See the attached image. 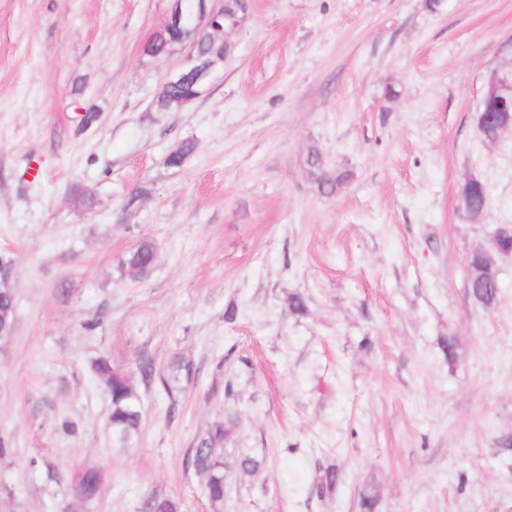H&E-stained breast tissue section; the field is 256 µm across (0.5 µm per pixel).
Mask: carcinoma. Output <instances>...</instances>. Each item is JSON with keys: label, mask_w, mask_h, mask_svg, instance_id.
I'll list each match as a JSON object with an SVG mask.
<instances>
[{"label": "carcinoma", "mask_w": 512, "mask_h": 512, "mask_svg": "<svg viewBox=\"0 0 512 512\" xmlns=\"http://www.w3.org/2000/svg\"><path fill=\"white\" fill-rule=\"evenodd\" d=\"M194 150L191 141H184L169 152L166 165L178 168L185 158ZM305 165L308 174L317 183L320 192L331 194L351 179L347 170H332L326 166L322 152L316 148H309ZM463 192L469 196L471 208L479 213L483 212L488 204V191L483 183L476 181L467 183ZM156 249L152 242L141 241L137 247L130 250L119 261L122 272L132 278L140 279L145 276L155 264ZM468 288L474 300L480 304L495 305L499 291L488 287L477 277H472ZM15 323V296L10 288H0V328L3 332H12ZM93 374L100 386L111 396L112 410L109 415V425L112 435L122 443L128 442L136 435L141 426L142 414L140 399L130 378L123 371L116 369L106 359H100L93 364ZM141 378L150 383L157 377L153 363L145 361L138 368ZM195 374L193 363L181 357L170 361L167 374L161 376L159 383L169 392L176 388L180 381L190 380ZM237 417L230 415L224 421L213 423L197 440L194 448L190 450L187 459L189 468L201 476L205 482V489L209 501L215 509L224 504L225 476L231 463L225 457L224 442L236 431ZM101 475L94 469H85L77 481H70L71 491L78 492L72 496L71 504L83 508L92 501L99 492ZM379 499L376 485L369 481L361 491V506L364 512H373ZM143 512H179V504L173 499L160 496L148 498L144 504Z\"/></svg>", "instance_id": "obj_1"}]
</instances>
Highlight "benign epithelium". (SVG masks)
<instances>
[{
	"instance_id": "benign-epithelium-1",
	"label": "benign epithelium",
	"mask_w": 512,
	"mask_h": 512,
	"mask_svg": "<svg viewBox=\"0 0 512 512\" xmlns=\"http://www.w3.org/2000/svg\"><path fill=\"white\" fill-rule=\"evenodd\" d=\"M248 0H194L192 11L184 8V0H171V9L163 26L179 34L176 47L184 59L178 72L162 84L155 104L163 111H179L199 99L207 89L214 72L226 57L204 59L191 32L207 33L213 42H227L229 31L240 25L238 11H246ZM481 107L483 111L500 113L501 131L512 129V75L493 76Z\"/></svg>"
}]
</instances>
